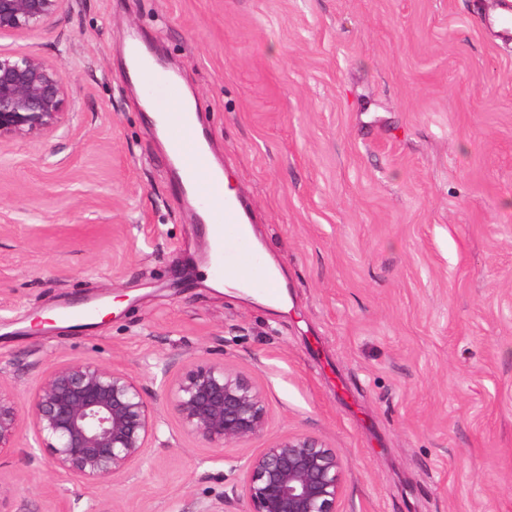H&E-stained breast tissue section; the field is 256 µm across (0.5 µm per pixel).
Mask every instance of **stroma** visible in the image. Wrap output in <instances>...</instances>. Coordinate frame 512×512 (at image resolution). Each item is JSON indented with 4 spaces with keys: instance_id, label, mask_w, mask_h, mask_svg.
Wrapping results in <instances>:
<instances>
[{
    "instance_id": "stroma-1",
    "label": "stroma",
    "mask_w": 512,
    "mask_h": 512,
    "mask_svg": "<svg viewBox=\"0 0 512 512\" xmlns=\"http://www.w3.org/2000/svg\"><path fill=\"white\" fill-rule=\"evenodd\" d=\"M498 0H65L0 51L55 65L67 121L0 146V380L119 363L163 399L202 360L269 428L217 452L162 415L147 462L85 488L34 439L9 512H197L270 438L344 467L338 512H512V41ZM156 47L280 270L220 290L122 55ZM119 301L82 327L45 316Z\"/></svg>"
}]
</instances>
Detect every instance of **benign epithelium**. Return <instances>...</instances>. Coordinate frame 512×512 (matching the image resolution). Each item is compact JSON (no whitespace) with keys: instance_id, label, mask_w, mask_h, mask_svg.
Segmentation results:
<instances>
[{"instance_id":"7a95c632","label":"benign epithelium","mask_w":512,"mask_h":512,"mask_svg":"<svg viewBox=\"0 0 512 512\" xmlns=\"http://www.w3.org/2000/svg\"><path fill=\"white\" fill-rule=\"evenodd\" d=\"M63 0H0V33L34 31ZM59 70L32 55L0 52V145L58 130L66 122ZM166 409L183 431L217 451L239 447L268 426L262 391L222 362L202 361L164 383ZM159 413L132 372L91 359L58 362L26 398L0 382V456L24 431L51 452L56 473L82 486L122 482L148 459ZM343 465L319 439L293 434L247 458L232 496L244 512H337Z\"/></svg>"}]
</instances>
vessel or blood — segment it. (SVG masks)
Segmentation results:
<instances>
[{
  "label": "vessel or blood",
  "instance_id": "obj_1",
  "mask_svg": "<svg viewBox=\"0 0 512 512\" xmlns=\"http://www.w3.org/2000/svg\"><path fill=\"white\" fill-rule=\"evenodd\" d=\"M125 52L135 64L143 87L163 106L160 124L169 142L170 155L179 164L182 185L199 201L211 232L212 272L226 282L277 300L280 290L276 275L252 240L243 204L237 199L223 200L214 193L221 176L203 145L180 85L142 60L136 45H127Z\"/></svg>",
  "mask_w": 512,
  "mask_h": 512
}]
</instances>
